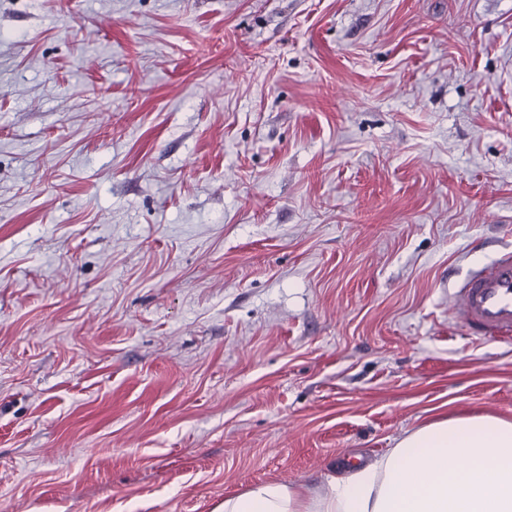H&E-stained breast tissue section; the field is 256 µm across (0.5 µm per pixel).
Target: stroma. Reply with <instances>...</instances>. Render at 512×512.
<instances>
[{"mask_svg":"<svg viewBox=\"0 0 512 512\" xmlns=\"http://www.w3.org/2000/svg\"><path fill=\"white\" fill-rule=\"evenodd\" d=\"M512 247V0H0V512H214L512 418L448 293Z\"/></svg>","mask_w":512,"mask_h":512,"instance_id":"stroma-1","label":"stroma"}]
</instances>
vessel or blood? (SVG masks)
I'll use <instances>...</instances> for the list:
<instances>
[{"mask_svg":"<svg viewBox=\"0 0 512 512\" xmlns=\"http://www.w3.org/2000/svg\"><path fill=\"white\" fill-rule=\"evenodd\" d=\"M453 323L471 336L512 338V249H501L449 296Z\"/></svg>","mask_w":512,"mask_h":512,"instance_id":"vessel-or-blood-1","label":"vessel or blood"}]
</instances>
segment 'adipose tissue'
Here are the masks:
<instances>
[{"label":"adipose tissue","instance_id":"ef3b65f1","mask_svg":"<svg viewBox=\"0 0 512 512\" xmlns=\"http://www.w3.org/2000/svg\"><path fill=\"white\" fill-rule=\"evenodd\" d=\"M216 512H512V420L434 421L322 487L261 483L225 496Z\"/></svg>","mask_w":512,"mask_h":512}]
</instances>
